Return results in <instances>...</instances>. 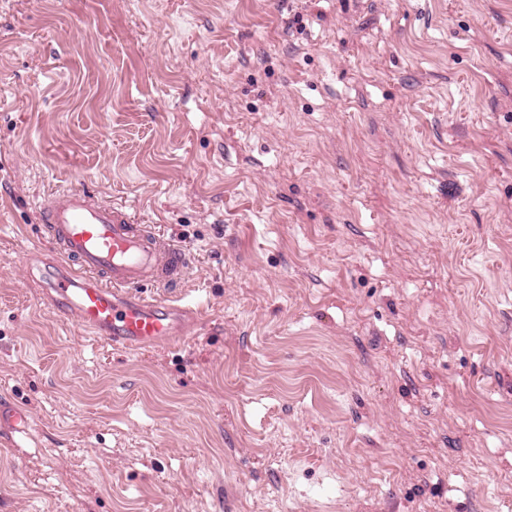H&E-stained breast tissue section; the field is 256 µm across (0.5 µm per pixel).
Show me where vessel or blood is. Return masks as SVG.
Masks as SVG:
<instances>
[{
	"label": "vessel or blood",
	"mask_w": 512,
	"mask_h": 512,
	"mask_svg": "<svg viewBox=\"0 0 512 512\" xmlns=\"http://www.w3.org/2000/svg\"><path fill=\"white\" fill-rule=\"evenodd\" d=\"M47 244L36 283L51 308L103 346L123 351L165 344L195 333L194 301L176 288L189 256L139 223L123 206L107 203L82 187L44 198L37 210ZM163 287L166 298L143 295ZM27 411L0 402V430L21 432Z\"/></svg>",
	"instance_id": "obj_1"
}]
</instances>
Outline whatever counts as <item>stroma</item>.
<instances>
[{"instance_id": "1", "label": "stroma", "mask_w": 512, "mask_h": 512, "mask_svg": "<svg viewBox=\"0 0 512 512\" xmlns=\"http://www.w3.org/2000/svg\"><path fill=\"white\" fill-rule=\"evenodd\" d=\"M72 186L199 333L43 303ZM0 512H512V0H0ZM29 414L14 403L4 400L0 402V430L9 434L22 432L29 426Z\"/></svg>"}]
</instances>
